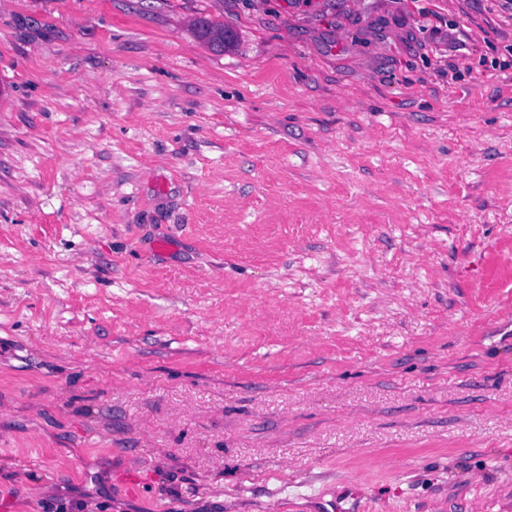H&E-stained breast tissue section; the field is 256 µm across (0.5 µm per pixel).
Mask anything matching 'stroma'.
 Instances as JSON below:
<instances>
[{
	"instance_id": "35a3bbf8",
	"label": "stroma",
	"mask_w": 512,
	"mask_h": 512,
	"mask_svg": "<svg viewBox=\"0 0 512 512\" xmlns=\"http://www.w3.org/2000/svg\"><path fill=\"white\" fill-rule=\"evenodd\" d=\"M81 502L512 512L500 0H0V512ZM198 36L215 52H224V49L234 41L232 31L224 28V24L210 20H200L197 23Z\"/></svg>"
}]
</instances>
